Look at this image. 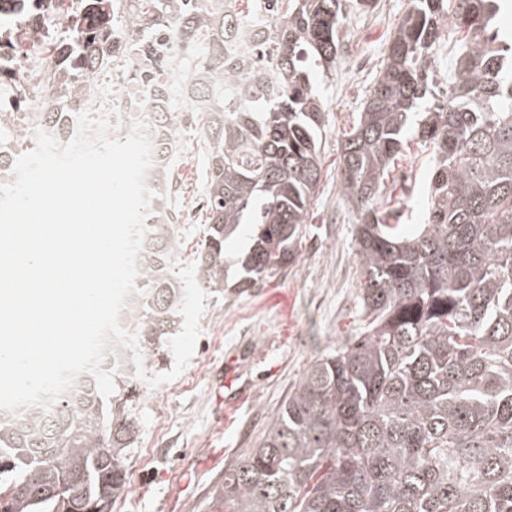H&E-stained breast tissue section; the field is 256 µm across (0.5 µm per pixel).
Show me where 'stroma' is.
Here are the masks:
<instances>
[{"mask_svg": "<svg viewBox=\"0 0 512 512\" xmlns=\"http://www.w3.org/2000/svg\"><path fill=\"white\" fill-rule=\"evenodd\" d=\"M370 2L348 14L335 70L314 78L329 120L295 263L245 290L208 289L187 368L157 389L139 386L129 488L112 512H209L225 468L256 447L310 365L361 334L355 219L339 191L340 149L411 0ZM177 140L172 195L184 217L175 238L182 264L196 260L206 235V154L196 120L184 122ZM430 158L425 146L408 143L386 182L402 223L424 221Z\"/></svg>", "mask_w": 512, "mask_h": 512, "instance_id": "stroma-1", "label": "stroma"}]
</instances>
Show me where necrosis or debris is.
<instances>
[{
    "label": "necrosis or debris",
    "instance_id": "1",
    "mask_svg": "<svg viewBox=\"0 0 512 512\" xmlns=\"http://www.w3.org/2000/svg\"><path fill=\"white\" fill-rule=\"evenodd\" d=\"M89 23L86 0H0V113L8 118L0 125L1 155L18 156L34 148L39 126L35 115L48 106L62 114L58 140L70 141L77 129L66 114L73 86L82 88L83 108L96 106L98 87L85 82L72 58L77 45L73 29ZM154 41L166 61L168 84L180 89L183 111L205 109L190 87L187 48L167 31ZM155 97L152 84H123L110 99L116 113L110 118L109 135L126 138L132 119L147 116Z\"/></svg>",
    "mask_w": 512,
    "mask_h": 512
}]
</instances>
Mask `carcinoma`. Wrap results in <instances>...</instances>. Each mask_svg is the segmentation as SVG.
I'll use <instances>...</instances> for the list:
<instances>
[{
	"label": "carcinoma",
	"instance_id": "carcinoma-1",
	"mask_svg": "<svg viewBox=\"0 0 512 512\" xmlns=\"http://www.w3.org/2000/svg\"><path fill=\"white\" fill-rule=\"evenodd\" d=\"M114 0H89L81 32L88 79L117 61ZM133 28L171 32L203 52L196 83L208 153L207 230L197 280L224 287V240L250 225L237 287L294 263L321 178L327 120L311 74L337 64L349 10L368 0H134ZM512 0H412L381 74L341 147V192L354 209L364 331L309 367L257 447L224 470L211 512H512V44L499 15ZM255 76L224 69V42L249 34ZM457 35V79L438 100L426 54L443 25ZM155 151H176L179 117L149 114ZM433 148L424 223L411 234L378 208L406 134ZM172 171L145 221L133 309L144 364L178 317ZM136 377L93 376L57 402V422L0 413V486L65 484L11 512H80L128 488L138 428Z\"/></svg>",
	"mask_w": 512,
	"mask_h": 512
}]
</instances>
